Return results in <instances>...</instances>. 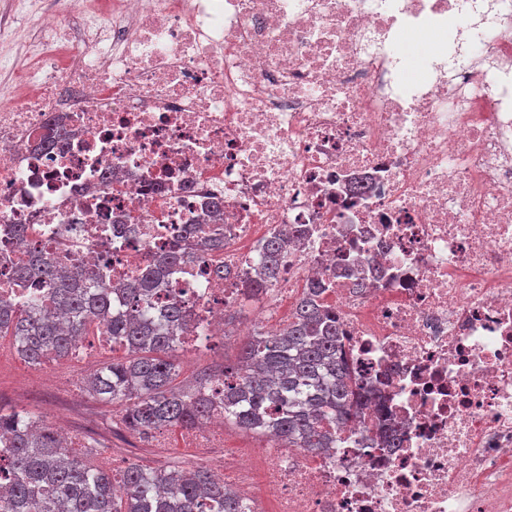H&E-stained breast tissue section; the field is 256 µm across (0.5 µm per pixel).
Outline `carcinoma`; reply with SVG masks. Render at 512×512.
<instances>
[{
  "mask_svg": "<svg viewBox=\"0 0 512 512\" xmlns=\"http://www.w3.org/2000/svg\"><path fill=\"white\" fill-rule=\"evenodd\" d=\"M283 253L280 239L265 245L264 275L245 296L265 290ZM162 275L159 266L141 275L123 291L125 311L115 313L108 283L83 271L62 274L53 262L31 258L19 265L17 280H48L53 288L30 306L1 299L0 336L12 337L34 365L70 356L93 327L112 337L125 356L98 368L87 379L88 392L121 405V423L135 435L198 425L222 403L224 419L244 432L294 448L336 447V430L356 419L368 398L353 385L339 320L320 304V283L311 284L278 334L256 331L247 339L236 363L224 366L220 398L214 375L193 386L174 385L172 352L197 323L177 299L149 318L152 287ZM90 457L64 447L59 429L42 417L0 410V512H245L237 493L203 467L153 470L133 463L117 479L92 467Z\"/></svg>",
  "mask_w": 512,
  "mask_h": 512,
  "instance_id": "obj_1",
  "label": "carcinoma"
}]
</instances>
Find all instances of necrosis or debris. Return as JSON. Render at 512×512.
<instances>
[{
	"label": "necrosis or debris",
	"mask_w": 512,
	"mask_h": 512,
	"mask_svg": "<svg viewBox=\"0 0 512 512\" xmlns=\"http://www.w3.org/2000/svg\"><path fill=\"white\" fill-rule=\"evenodd\" d=\"M11 0L33 63L0 57V297L54 258L123 287L173 247L153 313L190 302L208 346L255 302L276 333L310 283L369 403L333 448L267 438L224 469L250 512H512V0ZM428 32L452 67L420 59ZM222 201L224 245L204 248ZM227 276L216 275V267ZM210 462L224 413L186 435ZM404 43L410 48V62L411 66L408 70L409 78L417 77L419 73L418 60L420 58L419 52L427 50L431 47V42L428 37L421 33L405 32L401 35ZM284 249V242L280 239L271 240L265 245L263 277L261 276L259 279L254 280L253 283L244 289L243 294L246 297H255L265 290V277L271 278L275 276L281 266Z\"/></svg>",
	"instance_id": "1"
}]
</instances>
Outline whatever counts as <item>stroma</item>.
<instances>
[{"label":"stroma","mask_w":512,"mask_h":512,"mask_svg":"<svg viewBox=\"0 0 512 512\" xmlns=\"http://www.w3.org/2000/svg\"><path fill=\"white\" fill-rule=\"evenodd\" d=\"M242 337H231L201 348L180 347L173 353L179 365L177 384H185L206 372H215L236 361ZM72 390L63 400L50 395L45 387L49 364L27 363L12 347L11 337L0 338V410L28 411L44 416L48 423L66 429L74 445L96 446L100 456L110 455L151 469L184 465L192 460L189 448H143L135 435L121 424L120 405L103 402L82 386L85 370L75 359L62 361Z\"/></svg>","instance_id":"stroma-1"}]
</instances>
